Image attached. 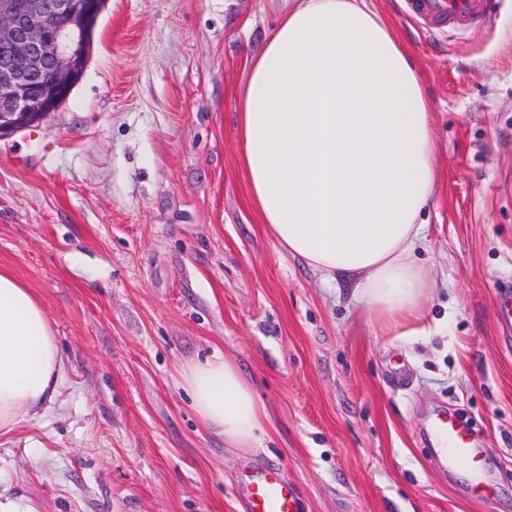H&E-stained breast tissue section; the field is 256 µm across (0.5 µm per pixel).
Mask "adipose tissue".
Wrapping results in <instances>:
<instances>
[{
  "label": "adipose tissue",
  "mask_w": 512,
  "mask_h": 512,
  "mask_svg": "<svg viewBox=\"0 0 512 512\" xmlns=\"http://www.w3.org/2000/svg\"><path fill=\"white\" fill-rule=\"evenodd\" d=\"M242 161L264 224L327 282L387 314L412 311L409 259L434 196V142L419 69L365 0H288L238 99ZM64 360L39 299L0 270V435L55 400ZM198 419L231 448L259 445L262 411L219 354L183 366Z\"/></svg>",
  "instance_id": "ef3b65f1"
}]
</instances>
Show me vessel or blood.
<instances>
[{"label": "vessel or blood", "mask_w": 512, "mask_h": 512, "mask_svg": "<svg viewBox=\"0 0 512 512\" xmlns=\"http://www.w3.org/2000/svg\"><path fill=\"white\" fill-rule=\"evenodd\" d=\"M412 13L436 23H461L484 20L490 13L492 0H406ZM431 434L441 452V466L455 470L459 464L470 466L475 486L485 484L479 448L472 444L469 428L454 414L437 415L431 423ZM246 512H303L298 489L283 480L279 468L272 463H256L249 467L239 492Z\"/></svg>", "instance_id": "obj_1"}]
</instances>
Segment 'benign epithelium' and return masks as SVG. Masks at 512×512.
<instances>
[{"label": "benign epithelium", "instance_id": "1", "mask_svg": "<svg viewBox=\"0 0 512 512\" xmlns=\"http://www.w3.org/2000/svg\"><path fill=\"white\" fill-rule=\"evenodd\" d=\"M106 0H0V137L37 126L81 80Z\"/></svg>", "mask_w": 512, "mask_h": 512}]
</instances>
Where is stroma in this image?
<instances>
[{"instance_id": "35a3bbf8", "label": "stroma", "mask_w": 512, "mask_h": 512, "mask_svg": "<svg viewBox=\"0 0 512 512\" xmlns=\"http://www.w3.org/2000/svg\"><path fill=\"white\" fill-rule=\"evenodd\" d=\"M368 3L431 112L412 313L324 282L250 201L238 96L283 0H106L70 97L0 138V269L64 358L44 416L0 435V512H244L257 460L304 512H512V0L450 27ZM216 352L258 396L259 448L226 447L177 384ZM443 408L473 427L487 499L432 463Z\"/></svg>"}]
</instances>
